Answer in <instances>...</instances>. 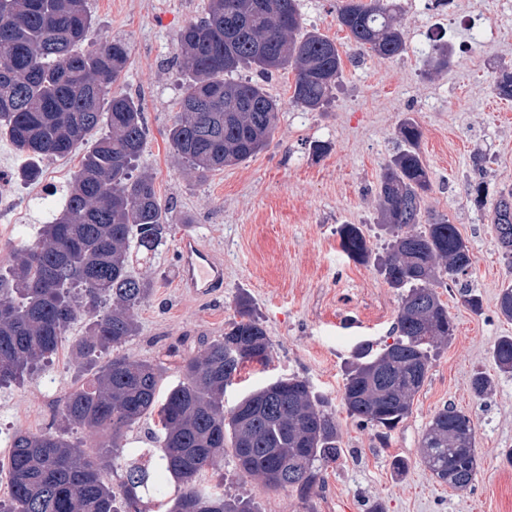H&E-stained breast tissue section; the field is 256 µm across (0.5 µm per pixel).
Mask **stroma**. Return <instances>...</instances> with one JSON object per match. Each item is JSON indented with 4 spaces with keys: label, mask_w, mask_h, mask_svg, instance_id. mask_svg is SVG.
Returning <instances> with one entry per match:
<instances>
[{
    "label": "stroma",
    "mask_w": 512,
    "mask_h": 512,
    "mask_svg": "<svg viewBox=\"0 0 512 512\" xmlns=\"http://www.w3.org/2000/svg\"><path fill=\"white\" fill-rule=\"evenodd\" d=\"M424 2L400 0L396 20L407 51L384 60L351 44L336 19L342 0H300L306 28L349 54L334 101L323 112L294 107V72L274 73L265 89L282 110L268 146L199 179L174 154L166 132L182 96L176 35L204 16L207 0H89L91 41L121 39L129 46V63L116 86L142 103L146 139L138 170L153 176L171 225L154 258L134 266L135 275L153 281L154 291L138 311L139 333L124 354L159 365L163 386H171L182 358L221 339L245 297L263 322L272 357L267 366L241 369L224 393L225 407L275 379L295 376L324 400L338 425L342 454L308 497L265 488L229 455L202 473L203 483L225 495L252 498L258 512H370L377 503L385 512H512V464L506 460L512 452V374L500 373L491 356L498 337L512 336V320L497 308L512 266L497 247L489 218L497 192L512 188V100L493 91L500 65H512V11L502 10L501 0H459L452 19L446 8ZM475 14L483 26L471 24ZM441 26L453 62L429 78L418 36ZM408 117L422 130L419 151L432 180L425 206L448 218L466 241L473 261L467 282L480 294L482 310L469 311L458 288H440L454 335L432 361L410 413L382 437L347 413L342 394L345 367L357 347L395 334L400 297L377 268L388 235L374 217L384 167L399 147L397 128ZM318 142L327 146L320 156L312 152ZM476 154L487 158L479 171L472 166ZM79 160L76 154L43 160L39 183L45 196L38 199L20 178L26 158L0 134V172L13 177L0 184V268L63 206ZM478 181L486 188L482 200L472 190ZM346 224L362 230L368 259L344 251L340 229ZM185 233L224 259V285L209 296L191 295L177 284V243ZM84 331V319H77L46 366L0 387V462L16 429L43 431L64 397L92 380L95 366L78 367L72 353ZM481 372L493 381L483 398L471 385ZM449 405L476 426L478 470L463 490L439 483L420 454L425 429ZM396 459L405 461L403 473L394 471Z\"/></svg>",
    "instance_id": "1"
}]
</instances>
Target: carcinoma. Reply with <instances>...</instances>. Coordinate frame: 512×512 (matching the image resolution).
<instances>
[{
	"label": "carcinoma",
	"mask_w": 512,
	"mask_h": 512,
	"mask_svg": "<svg viewBox=\"0 0 512 512\" xmlns=\"http://www.w3.org/2000/svg\"><path fill=\"white\" fill-rule=\"evenodd\" d=\"M396 9L391 0H347L337 21L356 46L394 59L407 49ZM92 27L87 0H0V129L28 161L23 176L37 179L40 160L67 157L97 135L62 210L0 268V387L38 371L80 316L86 325L76 358L111 355L90 384L64 398L44 431L14 433L10 498L0 512H144L145 495L166 512H257L251 499L197 482L228 448L244 474L305 498L340 457L336 420L308 383L278 378L224 409V389L240 369L265 366L271 357L248 299L239 298L240 320L222 339L183 358L181 379L163 398L161 368L119 353L137 335L138 310L154 288L132 274V251L154 255L169 220L153 178L132 175L146 136L141 105L111 90L127 67L128 45L105 39L86 49ZM177 58L186 86L167 137L200 177L255 156L276 128L281 104L258 82L230 79L234 73L295 71L291 104L308 112L331 104L343 74L342 51L328 36L304 29L298 0H209L205 16L178 33ZM450 63L446 44L423 53L427 76ZM494 91L512 98V69H500ZM398 138L377 193V223L390 236L379 271L401 291L397 336L357 348L343 393L351 417L386 431L409 414L434 355L453 336L437 288L458 283L472 265L457 227L425 207L432 182L419 152L420 126L404 119ZM490 216L512 265V189L498 192ZM340 234L350 257L368 254L357 227L347 224ZM498 310L512 319L511 283L501 290ZM492 356L500 372L512 373V336L499 337ZM147 415L157 417L159 455L141 465V449L124 447V437ZM72 427L105 431L109 442L91 454L69 437ZM421 448L439 482L463 489L474 480L476 428L469 415L452 406L436 412ZM121 459L128 461L126 475L115 489L104 473Z\"/></svg>",
	"instance_id": "cac0c4a2"
}]
</instances>
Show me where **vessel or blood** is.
<instances>
[{"instance_id":"b4317fda","label":"vessel or blood","mask_w":512,"mask_h":512,"mask_svg":"<svg viewBox=\"0 0 512 512\" xmlns=\"http://www.w3.org/2000/svg\"><path fill=\"white\" fill-rule=\"evenodd\" d=\"M180 285L192 293L204 295L224 285V262L193 236H184L177 250Z\"/></svg>"}]
</instances>
